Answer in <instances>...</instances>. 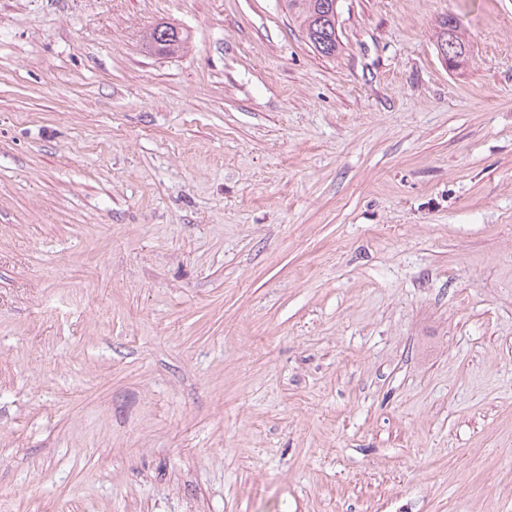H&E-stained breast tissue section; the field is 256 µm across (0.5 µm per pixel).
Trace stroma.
Listing matches in <instances>:
<instances>
[{
  "label": "stroma",
  "instance_id": "obj_1",
  "mask_svg": "<svg viewBox=\"0 0 512 512\" xmlns=\"http://www.w3.org/2000/svg\"><path fill=\"white\" fill-rule=\"evenodd\" d=\"M338 13L0 0V512H512V0ZM331 1L336 0H282L288 15L298 23L309 45L322 57H336L340 51L337 29V5L331 12ZM440 35L437 40V47L447 48L446 60H457V66L461 67L469 55V43L462 33L459 21L456 16L449 14L439 21ZM146 37L152 50L161 55L180 51L187 41V35L183 30L170 24L156 25Z\"/></svg>",
  "mask_w": 512,
  "mask_h": 512
}]
</instances>
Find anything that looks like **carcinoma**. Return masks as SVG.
<instances>
[{
    "mask_svg": "<svg viewBox=\"0 0 512 512\" xmlns=\"http://www.w3.org/2000/svg\"><path fill=\"white\" fill-rule=\"evenodd\" d=\"M288 15L298 23L309 45L322 57H334L340 51L336 15L331 13V0H282ZM437 46L447 48L448 60L462 66L469 55V43L456 16L450 14L439 21ZM183 30L170 24L156 25L147 34L152 50L161 55L180 51L186 44Z\"/></svg>",
    "mask_w": 512,
    "mask_h": 512,
    "instance_id": "cac0c4a2",
    "label": "carcinoma"
}]
</instances>
